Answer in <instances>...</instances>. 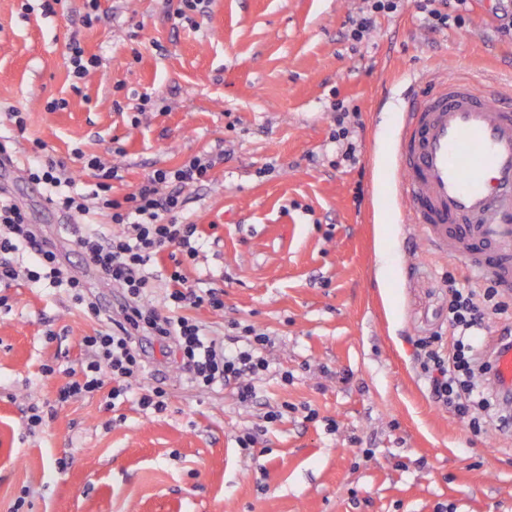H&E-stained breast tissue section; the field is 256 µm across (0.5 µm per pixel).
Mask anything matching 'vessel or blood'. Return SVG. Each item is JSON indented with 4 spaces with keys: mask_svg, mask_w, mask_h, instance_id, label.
<instances>
[{
    "mask_svg": "<svg viewBox=\"0 0 512 512\" xmlns=\"http://www.w3.org/2000/svg\"><path fill=\"white\" fill-rule=\"evenodd\" d=\"M392 185L429 247L512 294V96L471 76L407 91ZM489 384L512 400V336L488 354Z\"/></svg>",
    "mask_w": 512,
    "mask_h": 512,
    "instance_id": "obj_1",
    "label": "vessel or blood"
}]
</instances>
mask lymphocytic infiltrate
I'll use <instances>...</instances> for the list:
<instances>
[{"instance_id":"1","label":"lymphocytic infiltrate","mask_w":512,"mask_h":512,"mask_svg":"<svg viewBox=\"0 0 512 512\" xmlns=\"http://www.w3.org/2000/svg\"><path fill=\"white\" fill-rule=\"evenodd\" d=\"M222 154L207 153L186 160L173 170H156L123 199L111 196L116 168L99 158L85 159L99 192L98 208L109 217L115 230L110 235L74 232L72 244L87 267L102 279L122 289L125 302L116 319L95 335L79 340L90 357L80 369L70 370V380L55 401L34 412L29 423L41 428L54 419L57 408L77 396L106 391V410H114L118 401L130 393L131 378L144 368L135 347L137 335L173 341L181 370L199 389L214 384L234 386L240 401L254 394V379L269 368L264 350L266 333L255 326L242 329L244 345L216 346L190 317V310L224 306L220 294L198 292L188 285L181 272L186 261L195 259L202 245L198 225L180 221L184 188L206 182ZM29 180L42 185L44 199L53 209L66 215L89 211L86 195L78 192L64 167L34 159L27 169ZM173 264L167 312L149 304L152 269L160 257ZM47 288L69 291L85 312L100 316L101 310L85 291L83 280L66 264L63 255L49 243L40 225L29 223L25 211L0 187V288H8L18 279ZM496 285L475 291L448 280V339L429 336L417 339V356L429 380L432 398L438 407L451 411L473 432H481L486 423L498 428L512 424L507 415L493 412L496 402L485 377L490 369L479 344V336L491 316L502 314L505 304Z\"/></svg>"}]
</instances>
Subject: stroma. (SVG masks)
<instances>
[{
	"mask_svg": "<svg viewBox=\"0 0 512 512\" xmlns=\"http://www.w3.org/2000/svg\"><path fill=\"white\" fill-rule=\"evenodd\" d=\"M363 5L207 0L175 18L169 0H99L89 23L85 0L52 15L41 0H0V113L25 121L21 133L0 122L16 165L0 180L103 315L123 293L86 274L66 217L45 215L25 175L35 144L86 190L80 156L116 167L118 199L224 147L183 211L206 240L183 272L224 307L191 315L215 337L253 324L272 339L251 402L192 388L173 346L142 336L133 386L165 388V411H108L99 392L32 432L30 407L66 381L43 365L78 362L80 337L102 323L64 290L15 283L0 306V512L18 501L21 512H512V437L436 406L415 349L448 333L449 277L479 291L487 281L434 254L385 185L406 87L453 65L512 84L498 18L512 0H468L463 26L436 29L405 0L356 42L348 17ZM74 43L98 60L78 82ZM335 103L360 116L357 162L333 138ZM246 432L249 452L236 442Z\"/></svg>",
	"mask_w": 512,
	"mask_h": 512,
	"instance_id": "obj_1",
	"label": "stroma"
}]
</instances>
